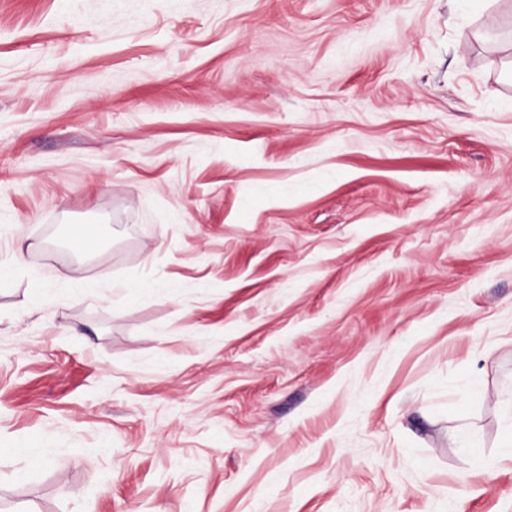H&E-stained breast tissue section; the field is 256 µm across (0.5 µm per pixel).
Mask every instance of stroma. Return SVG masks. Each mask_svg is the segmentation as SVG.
<instances>
[{"label":"stroma","instance_id":"stroma-1","mask_svg":"<svg viewBox=\"0 0 512 512\" xmlns=\"http://www.w3.org/2000/svg\"><path fill=\"white\" fill-rule=\"evenodd\" d=\"M511 437L512 0H0L5 512H512Z\"/></svg>","mask_w":512,"mask_h":512}]
</instances>
